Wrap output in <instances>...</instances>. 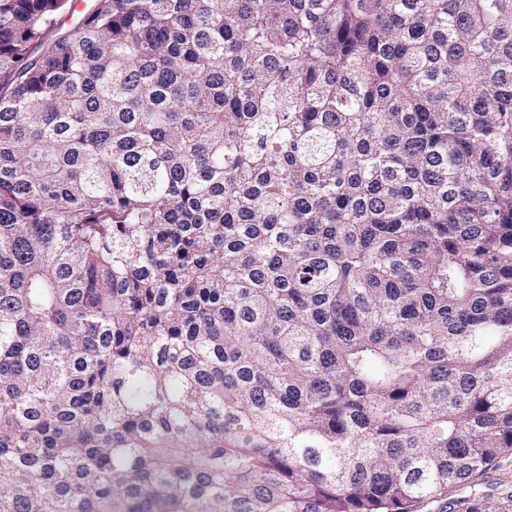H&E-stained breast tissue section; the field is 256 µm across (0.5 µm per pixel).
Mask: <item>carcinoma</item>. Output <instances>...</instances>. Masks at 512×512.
Masks as SVG:
<instances>
[{
  "label": "carcinoma",
  "instance_id": "carcinoma-1",
  "mask_svg": "<svg viewBox=\"0 0 512 512\" xmlns=\"http://www.w3.org/2000/svg\"><path fill=\"white\" fill-rule=\"evenodd\" d=\"M0 0V512H512V0ZM512 485V458H502L496 466L491 469L485 480L483 481L482 488L485 493L494 494L499 486Z\"/></svg>",
  "mask_w": 512,
  "mask_h": 512
}]
</instances>
